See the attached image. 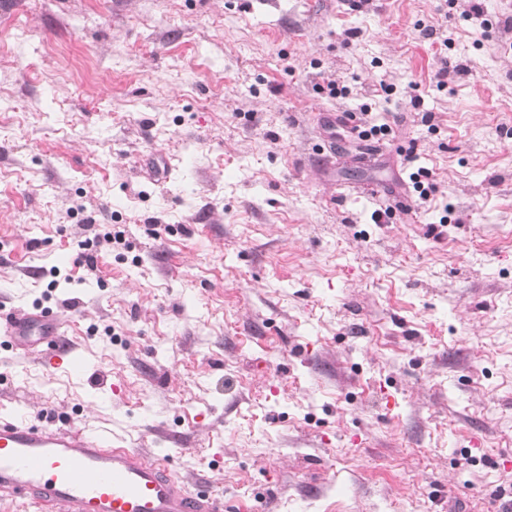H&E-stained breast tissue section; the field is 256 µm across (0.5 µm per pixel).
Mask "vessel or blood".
Wrapping results in <instances>:
<instances>
[{"instance_id":"1","label":"vessel or blood","mask_w":512,"mask_h":512,"mask_svg":"<svg viewBox=\"0 0 512 512\" xmlns=\"http://www.w3.org/2000/svg\"><path fill=\"white\" fill-rule=\"evenodd\" d=\"M63 325L52 309L28 310L0 318V335L16 351L83 373L84 361L60 344ZM0 498L40 512H220L219 494L179 483L168 457L117 446L87 427L16 416L0 418Z\"/></svg>"}]
</instances>
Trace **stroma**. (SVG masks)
<instances>
[{"label":"stroma","instance_id":"stroma-1","mask_svg":"<svg viewBox=\"0 0 512 512\" xmlns=\"http://www.w3.org/2000/svg\"><path fill=\"white\" fill-rule=\"evenodd\" d=\"M467 5L0 0V309L88 363L0 338V417L168 456L224 512H506L512 0ZM64 319L50 308L7 314L0 319V334L8 338L16 351L40 355L46 363L67 364L77 374L85 371V362L60 344Z\"/></svg>","mask_w":512,"mask_h":512}]
</instances>
